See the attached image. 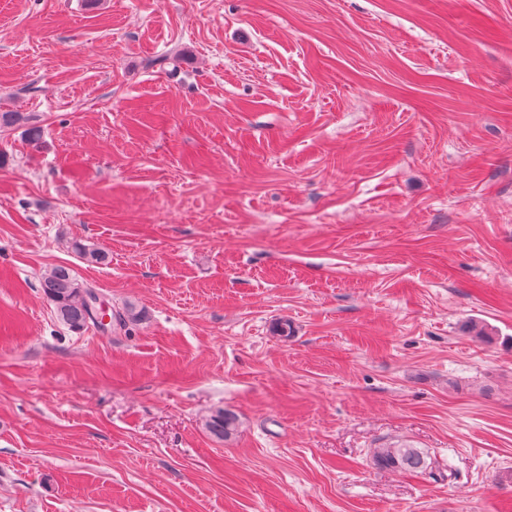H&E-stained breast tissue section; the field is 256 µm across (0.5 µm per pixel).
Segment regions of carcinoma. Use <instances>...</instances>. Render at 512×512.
<instances>
[{"label":"carcinoma","instance_id":"carcinoma-1","mask_svg":"<svg viewBox=\"0 0 512 512\" xmlns=\"http://www.w3.org/2000/svg\"><path fill=\"white\" fill-rule=\"evenodd\" d=\"M40 288L59 323L74 333L89 327L103 331L116 325L125 327L141 320L142 313L132 305L111 314V323L104 325L91 312L90 302L96 292L81 281L72 269L60 265L51 268L41 277ZM237 417L224 409L216 410L205 421V428L218 440L230 437L236 431ZM372 464L379 469L391 470L410 475H429L434 480L448 478L445 468L419 448L408 444H394L370 451Z\"/></svg>","mask_w":512,"mask_h":512}]
</instances>
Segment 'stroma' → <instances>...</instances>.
Masks as SVG:
<instances>
[{"instance_id":"35a3bbf8","label":"stroma","mask_w":512,"mask_h":512,"mask_svg":"<svg viewBox=\"0 0 512 512\" xmlns=\"http://www.w3.org/2000/svg\"><path fill=\"white\" fill-rule=\"evenodd\" d=\"M1 112L0 512H512V0H0ZM40 288L53 307L58 322L74 333L83 332L91 326L103 331L112 330L113 324L126 327L140 321L142 317L141 311L126 305L112 312L109 324H102L90 308L92 296L98 294L81 281L72 269L63 265L55 266L45 273L41 277ZM237 417L224 409L216 410L205 421V428L211 436L218 440L230 437L236 431ZM372 464L379 469L391 470L410 475H426L438 481L448 478L446 469L438 461L419 448L408 444H394L370 451Z\"/></svg>"}]
</instances>
